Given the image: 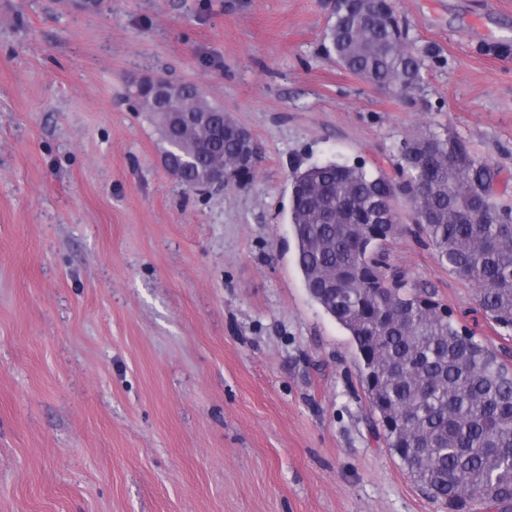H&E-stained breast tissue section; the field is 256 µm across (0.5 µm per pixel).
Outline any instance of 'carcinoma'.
Segmentation results:
<instances>
[{"instance_id": "carcinoma-1", "label": "carcinoma", "mask_w": 512, "mask_h": 512, "mask_svg": "<svg viewBox=\"0 0 512 512\" xmlns=\"http://www.w3.org/2000/svg\"><path fill=\"white\" fill-rule=\"evenodd\" d=\"M324 41L336 63L404 96L420 85L421 52L393 0H343ZM182 100L209 113L179 173L189 187L241 146L224 107L194 84ZM499 172L448 133L403 142L397 178L328 162L295 172L291 224L309 295L352 336L363 361L369 426L414 481L454 512H512V351L462 329L427 283L391 269L385 243L408 198L410 219L441 261L475 287L477 312L512 330V210L493 200ZM428 192L408 197L409 187Z\"/></svg>"}]
</instances>
